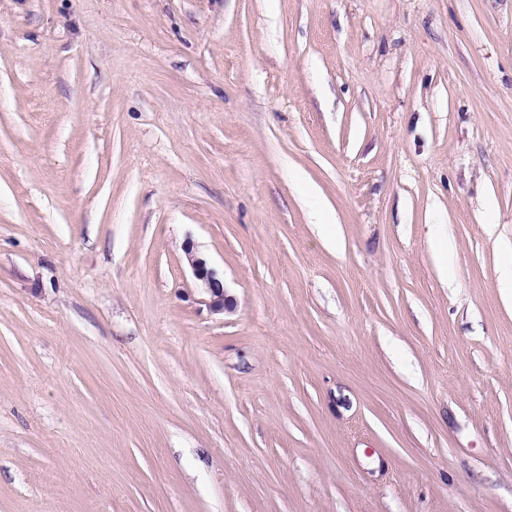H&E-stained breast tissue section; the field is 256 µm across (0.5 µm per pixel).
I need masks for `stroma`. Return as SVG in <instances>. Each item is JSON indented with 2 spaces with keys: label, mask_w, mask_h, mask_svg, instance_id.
<instances>
[{
  "label": "stroma",
  "mask_w": 512,
  "mask_h": 512,
  "mask_svg": "<svg viewBox=\"0 0 512 512\" xmlns=\"http://www.w3.org/2000/svg\"><path fill=\"white\" fill-rule=\"evenodd\" d=\"M511 259L512 0H0V512H512ZM186 260L193 276L208 296V307L215 314H222L232 307L233 300L228 297L224 279H221L210 266L208 260L194 250L190 244L184 247Z\"/></svg>",
  "instance_id": "stroma-1"
}]
</instances>
